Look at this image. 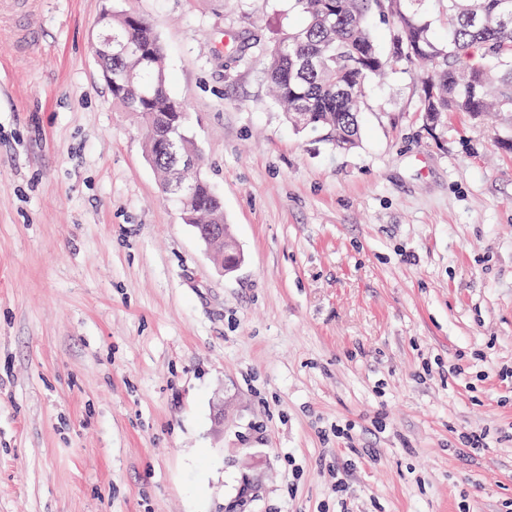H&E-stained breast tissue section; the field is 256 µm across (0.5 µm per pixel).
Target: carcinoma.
Masks as SVG:
<instances>
[{
    "label": "carcinoma",
    "mask_w": 512,
    "mask_h": 512,
    "mask_svg": "<svg viewBox=\"0 0 512 512\" xmlns=\"http://www.w3.org/2000/svg\"><path fill=\"white\" fill-rule=\"evenodd\" d=\"M424 0H294L304 23L258 54L289 122L307 113L304 126L334 148L350 150L360 136L362 92L387 67L420 66L430 75L421 87L420 111L428 126L449 112L480 119L486 112L512 114V0H447L444 34L420 8ZM378 13L392 20L390 54L380 52L369 26ZM102 68L112 72V99L140 119L147 154L163 145L159 121L185 112L167 91L164 53L152 24L114 14L100 23L95 42ZM167 201L189 224H212L221 198L200 182L189 198Z\"/></svg>",
    "instance_id": "carcinoma-1"
}]
</instances>
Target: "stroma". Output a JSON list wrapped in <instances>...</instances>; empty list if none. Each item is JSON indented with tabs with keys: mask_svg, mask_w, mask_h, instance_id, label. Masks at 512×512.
<instances>
[{
	"mask_svg": "<svg viewBox=\"0 0 512 512\" xmlns=\"http://www.w3.org/2000/svg\"><path fill=\"white\" fill-rule=\"evenodd\" d=\"M151 21L244 255L164 201L93 42ZM293 0L0 14V512H512V126L296 131L256 53ZM475 433L482 448H463Z\"/></svg>",
	"mask_w": 512,
	"mask_h": 512,
	"instance_id": "obj_1",
	"label": "stroma"
}]
</instances>
